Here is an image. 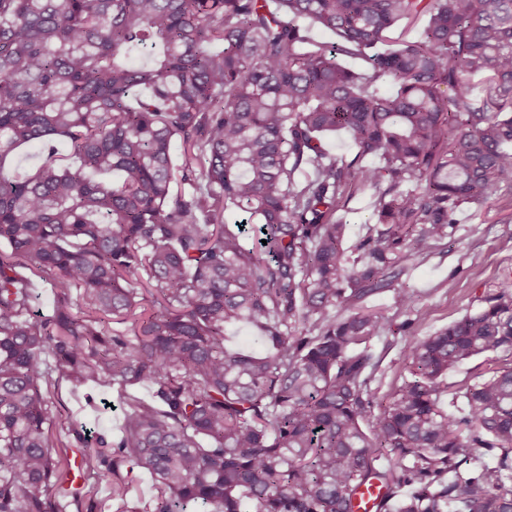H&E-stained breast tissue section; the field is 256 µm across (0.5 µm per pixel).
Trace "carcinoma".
Segmentation results:
<instances>
[{
  "label": "carcinoma",
  "instance_id": "1",
  "mask_svg": "<svg viewBox=\"0 0 512 512\" xmlns=\"http://www.w3.org/2000/svg\"><path fill=\"white\" fill-rule=\"evenodd\" d=\"M336 130L349 162L322 147ZM58 139L78 165L0 173V512H64L102 469L116 512H355L374 484L377 512H512V277L411 340L379 403L388 320L366 305L389 289L417 315L407 262L512 188V0H0V170ZM384 182L349 255L340 203ZM238 323L261 350L226 345ZM483 353L492 375L450 392ZM58 377L116 389L120 433L89 440ZM479 448L496 464L466 466ZM136 468L154 492L132 506ZM322 143L330 154L338 157L345 156L348 160L352 159L357 152L350 136L343 131L325 135ZM494 357L493 354H486L465 361L454 370L448 372V383L460 384L467 379L471 380L470 377L481 372L487 366V359ZM471 382L473 381L471 380Z\"/></svg>",
  "mask_w": 512,
  "mask_h": 512
}]
</instances>
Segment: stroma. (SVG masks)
<instances>
[{"mask_svg":"<svg viewBox=\"0 0 512 512\" xmlns=\"http://www.w3.org/2000/svg\"><path fill=\"white\" fill-rule=\"evenodd\" d=\"M455 221V232L426 259L414 260L401 279L418 297L419 320L406 322L393 307L390 292L368 300L369 306L384 311L391 325L386 339L376 344L384 352L377 397L400 384L399 355L413 338L429 335L484 306L498 283L512 275V190L496 192L481 206L458 210ZM100 396L101 404L92 409L66 379H58L55 386V397L65 409L92 430L112 437L123 424L124 406L115 391L105 389Z\"/></svg>","mask_w":512,"mask_h":512,"instance_id":"stroma-1","label":"stroma"}]
</instances>
